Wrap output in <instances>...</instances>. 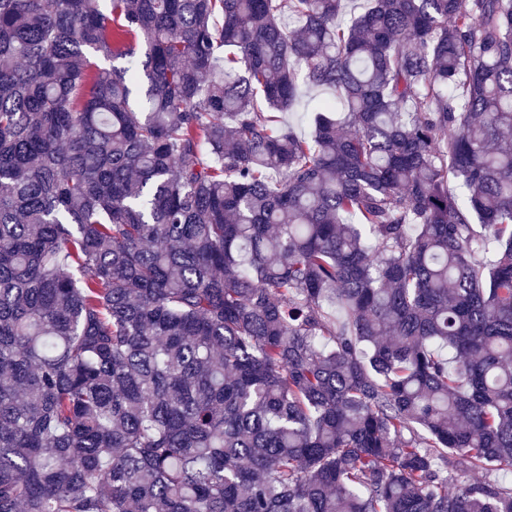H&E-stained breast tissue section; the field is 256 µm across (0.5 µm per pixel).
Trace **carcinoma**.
<instances>
[{"label": "carcinoma", "instance_id": "obj_1", "mask_svg": "<svg viewBox=\"0 0 512 512\" xmlns=\"http://www.w3.org/2000/svg\"><path fill=\"white\" fill-rule=\"evenodd\" d=\"M346 2L0 0V512H512V0ZM302 94L294 107L289 112L278 113L280 126L285 131L293 132L301 136H309L313 130V112H311L317 101V92L302 86Z\"/></svg>", "mask_w": 512, "mask_h": 512}]
</instances>
